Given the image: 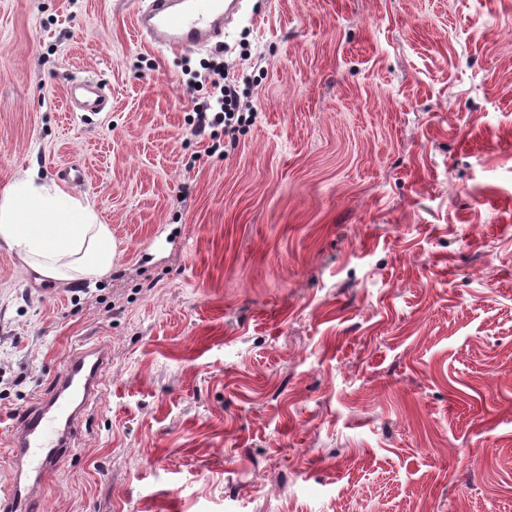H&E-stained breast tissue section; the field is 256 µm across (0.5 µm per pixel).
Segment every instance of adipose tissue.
Wrapping results in <instances>:
<instances>
[{"label": "adipose tissue", "mask_w": 512, "mask_h": 512, "mask_svg": "<svg viewBox=\"0 0 512 512\" xmlns=\"http://www.w3.org/2000/svg\"><path fill=\"white\" fill-rule=\"evenodd\" d=\"M0 243L44 276L95 282L112 270L116 245L88 200L61 192L37 174L0 194Z\"/></svg>", "instance_id": "ef3b65f1"}]
</instances>
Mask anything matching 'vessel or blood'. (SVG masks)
<instances>
[{
  "label": "vessel or blood",
  "mask_w": 512,
  "mask_h": 512,
  "mask_svg": "<svg viewBox=\"0 0 512 512\" xmlns=\"http://www.w3.org/2000/svg\"><path fill=\"white\" fill-rule=\"evenodd\" d=\"M240 8L241 0H144L135 28L166 49L220 46L225 22ZM108 363L104 345L74 349L52 388L17 416L0 512H35L47 476L69 455L79 425L105 391Z\"/></svg>",
  "instance_id": "vessel-or-blood-1"
}]
</instances>
